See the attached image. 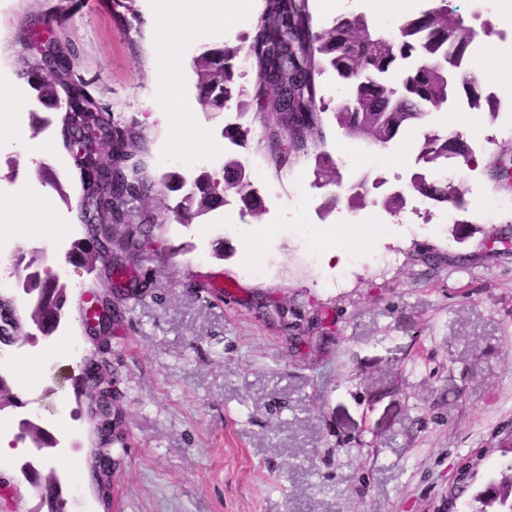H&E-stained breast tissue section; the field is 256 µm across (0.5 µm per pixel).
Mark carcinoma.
<instances>
[{
  "label": "carcinoma",
  "instance_id": "cac0c4a2",
  "mask_svg": "<svg viewBox=\"0 0 512 512\" xmlns=\"http://www.w3.org/2000/svg\"><path fill=\"white\" fill-rule=\"evenodd\" d=\"M440 2L389 31L381 30L363 14L339 15L332 26L319 31L311 0H262L251 38H243L234 49L213 47L201 53L196 63V100L202 106L222 91L224 99L236 100L239 114L252 113L264 130V149L275 172L312 156L314 169L325 183H339L341 173L327 151L328 107L318 96L319 81L326 71H334L344 87L333 111L338 130L374 145L390 143L411 123L441 110L457 89L473 92L475 80L463 71L462 64L476 31L464 18L448 11L446 0ZM76 55L74 45H61L46 69L21 72L40 105L59 108L57 81L72 79L69 61ZM249 70L256 76L251 88L239 82ZM60 125L63 130L80 131V144L85 146L94 133L109 130V119L104 108L85 92V85L79 84L71 95L69 111L60 115ZM249 132L239 124L224 126V138L240 146ZM280 132L290 136L286 152L275 140ZM142 151V137L130 131L112 140V155L119 161L131 160ZM420 158L436 171L450 158L462 167L472 161L467 141L459 133L449 138L424 133ZM76 179L81 187L76 217L86 238L73 246L72 262H99L110 268L114 247L122 239L100 235V222L112 219L114 208L127 211L136 200L149 203L152 185L135 165L122 175L112 164L93 157L77 170ZM249 180L241 161L224 159L222 186L213 187L214 177L208 173L201 176L197 209L204 212L223 206L220 194L228 190L243 210L260 215L265 209L263 199L244 188L235 190V185L243 186ZM410 189L449 208L461 204L459 188L436 177L429 180L415 173ZM366 195L363 190L344 196L336 193L327 207L334 210L345 198L348 206L357 210L364 206ZM375 204L398 217L403 195L390 193Z\"/></svg>",
  "mask_w": 512,
  "mask_h": 512
}]
</instances>
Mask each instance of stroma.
<instances>
[{
  "mask_svg": "<svg viewBox=\"0 0 512 512\" xmlns=\"http://www.w3.org/2000/svg\"><path fill=\"white\" fill-rule=\"evenodd\" d=\"M261 0H215L223 25L200 37L177 39L182 65L175 75L182 97L194 99L190 62L203 49L235 46L256 22ZM477 36L463 67L478 79L479 107L456 91L447 107L385 147L350 140L354 163L340 165L344 182H382L410 176L426 130L452 136L478 125L469 146L478 163L460 182L461 208L406 193L400 223L381 206L351 222L346 205L316 217L342 226L340 241L363 253L349 277L331 285L333 266L304 236L272 235L256 253L265 266L245 271L241 239L267 224L266 214L246 217L239 235L216 227V212L181 224L152 226L136 251L120 255L129 278L148 288L113 294V317L104 338L86 333L80 319L83 292L104 290L102 269L70 272L65 320L39 343L41 364L27 372L25 349L2 346L14 356L8 370L12 421L28 414L30 387L38 412L55 437L75 441L58 472L67 487L69 512H475L477 496L512 472V244H491L512 226V187L490 171L512 152V0L498 13L482 0H448ZM160 0H0V84L33 110L32 89L19 78L33 56L25 35L37 17L55 38L79 51L76 79L87 83L114 122L133 124L147 141L144 175L166 204L171 171L194 180L199 166L161 164L172 132L155 117L162 84L154 62V21ZM430 0H334L315 7L318 26L343 13L400 23L430 8ZM192 121L205 130L202 154H260L262 129L251 116L245 146L228 143L218 120L202 108ZM38 151L77 197L72 156L58 124L38 136L0 140V235L7 250L27 244L55 248L48 235L31 236L12 211L20 193L38 187L24 156ZM17 176L4 180L6 158ZM481 191L507 201L493 219L469 199ZM72 240L85 238L67 198L46 191ZM394 256L391 264L382 263ZM105 357L119 415L112 434V470L92 477L99 446L82 392L83 361ZM27 374L29 386L18 383ZM38 499L19 470L18 458L0 462V512H32Z\"/></svg>",
  "mask_w": 512,
  "mask_h": 512,
  "instance_id": "obj_1",
  "label": "stroma"
}]
</instances>
